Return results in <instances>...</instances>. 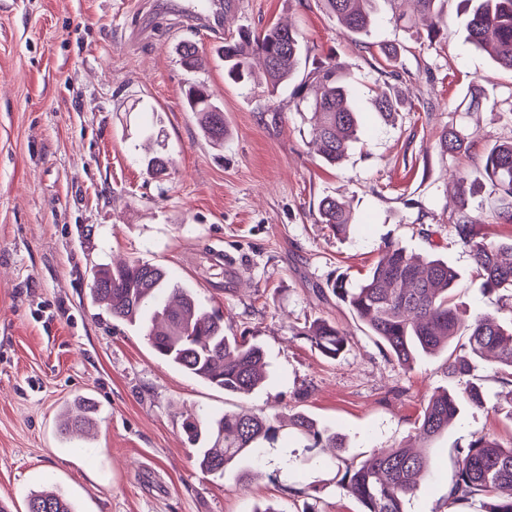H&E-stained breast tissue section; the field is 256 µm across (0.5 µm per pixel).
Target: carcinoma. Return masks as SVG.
I'll return each mask as SVG.
<instances>
[{
	"instance_id": "cac0c4a2",
	"label": "carcinoma",
	"mask_w": 512,
	"mask_h": 512,
	"mask_svg": "<svg viewBox=\"0 0 512 512\" xmlns=\"http://www.w3.org/2000/svg\"><path fill=\"white\" fill-rule=\"evenodd\" d=\"M327 13L351 33L366 35L375 22L377 0H322ZM417 13L427 16L428 41L448 38L444 5L447 0H414ZM466 29L472 43L488 53L501 68L512 71V0H472ZM304 38L292 26L271 23L259 32L241 29L224 39L222 58L227 77L235 83L252 76V57L262 59L271 89L295 79ZM181 61L190 70L201 67L199 48L184 42ZM296 108L310 114L314 141L323 162L340 165L349 142L357 137L358 101L342 63L334 56L315 61L312 70L293 89ZM185 104L207 140L224 145V111L216 105L205 85L192 83L185 91ZM375 109L387 119L398 111L399 102L383 92ZM472 134L451 128L440 140V151H467ZM496 197L495 213L512 223V141L492 146L486 153L482 182ZM318 221L336 234L347 232L354 217L334 197L322 198ZM462 242L472 253L484 290L512 292V242L487 241L479 225L466 220L458 225ZM459 273L440 259L424 261L390 244L369 273L350 288L339 275L328 284L364 324L387 355L403 367L413 364L419 353H434L465 337L466 354L448 362V374L464 384L462 390L444 389L422 409L417 420V448H387L348 469L341 489L356 499L362 512H404V503L430 475L432 461L426 448L448 431L464 405H482L481 386L475 381L477 364L488 359L510 369L512 377V324L503 326L496 315L483 312L464 321L453 303ZM93 301L114 319L138 326L155 354L169 365L222 389L226 393H249L265 381L264 348L246 337L224 334V320L204 308L192 289L171 280L156 264L131 261L103 267L92 276ZM316 349L336 358L348 343L347 336L325 319H316L306 331ZM280 418L260 417L248 409L203 420L189 416L184 423L188 439L197 446L201 470L223 476L235 471L239 481L253 475L266 455V445L279 432ZM294 433L308 441L307 448L344 447L342 435L318 427L303 413L288 418ZM485 498L483 512H512V445L476 433L458 451L457 466L448 488V501L465 506ZM26 512H74L71 502L58 492H40L26 502Z\"/></svg>"
}]
</instances>
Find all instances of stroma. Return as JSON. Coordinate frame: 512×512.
Here are the masks:
<instances>
[{
    "instance_id": "stroma-1",
    "label": "stroma",
    "mask_w": 512,
    "mask_h": 512,
    "mask_svg": "<svg viewBox=\"0 0 512 512\" xmlns=\"http://www.w3.org/2000/svg\"><path fill=\"white\" fill-rule=\"evenodd\" d=\"M224 0H0V501L25 512L28 495L54 487L76 512H362L344 494L347 465L378 449L414 443L430 396L454 387L449 356H418L400 367L326 284L358 282L385 245L436 255L460 274L467 315L512 306L484 294L471 253L456 232L461 216L494 242L512 240L487 193L460 207L457 178L481 169L489 147L512 140V72L468 40L465 0H448V38L428 42L425 20L396 26L380 4L366 36L350 34L321 0H237L220 24L200 7ZM291 23L307 59L335 54L362 102L359 140L344 163L326 166L306 113L289 88L269 93L263 71L248 87L227 82L217 53L245 26ZM192 41L204 65L181 64ZM396 46L389 62L377 45ZM204 82L228 135L215 148L183 103ZM484 86L496 109L462 111L469 86ZM403 101L392 121L373 107L380 91ZM473 134L461 154H441L452 126ZM173 161L150 172L146 153ZM349 206L343 236L317 220L324 196ZM165 267L224 315L227 335L260 343L268 382L227 394L158 359L140 329L91 299L92 272L119 261ZM317 317L349 338L323 357L305 331ZM483 406L467 407L432 443L433 468L407 512H456L447 501L457 451L474 433L512 442V385L497 365L478 370ZM91 398L94 427L62 434L64 412ZM247 408L303 412L346 437L342 458L306 450L281 428L265 465L245 483L200 470L182 428ZM295 461L276 475L282 454Z\"/></svg>"
}]
</instances>
